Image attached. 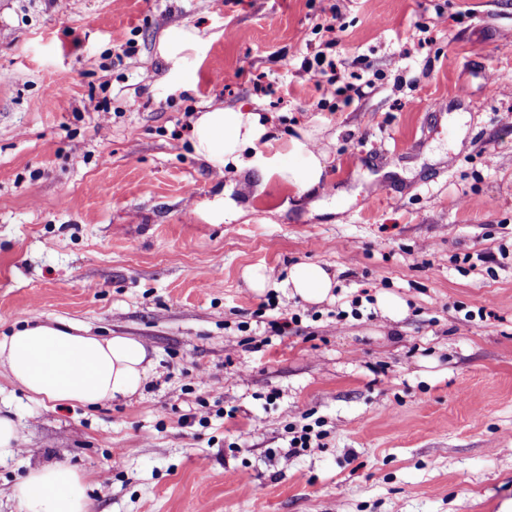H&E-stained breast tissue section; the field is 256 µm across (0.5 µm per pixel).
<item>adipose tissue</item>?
<instances>
[{
	"instance_id": "ef3b65f1",
	"label": "adipose tissue",
	"mask_w": 512,
	"mask_h": 512,
	"mask_svg": "<svg viewBox=\"0 0 512 512\" xmlns=\"http://www.w3.org/2000/svg\"><path fill=\"white\" fill-rule=\"evenodd\" d=\"M269 129L259 114L210 107L192 126L195 153L214 169L239 163L245 147L255 145ZM291 151L301 159L288 178L306 189L319 184L324 153L295 139ZM334 273L316 263L289 267L279 286L310 303L331 299ZM151 361L146 347L128 336L100 338L87 329L56 321L27 324L0 336V368L31 395L53 403L102 404L129 397L141 389ZM84 474L64 463L28 468L12 489L20 512H88L82 492Z\"/></svg>"
}]
</instances>
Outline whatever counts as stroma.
<instances>
[{"instance_id":"obj_1","label":"stroma","mask_w":512,"mask_h":512,"mask_svg":"<svg viewBox=\"0 0 512 512\" xmlns=\"http://www.w3.org/2000/svg\"><path fill=\"white\" fill-rule=\"evenodd\" d=\"M182 27L202 41L174 73L157 45ZM321 50L370 88L322 98L301 67ZM1 72L0 335L62 319L152 363L97 406L0 373L21 448L0 512L53 462L90 512H512V0H0ZM208 104L268 141L213 170ZM305 135L327 156L306 190ZM299 262L335 272L332 300L277 288ZM279 315L298 323L267 336ZM307 420L321 447L290 452ZM291 152L300 157L301 164L288 172V180L302 189L319 184L326 166V154L315 152L308 144L297 138L291 141Z\"/></svg>"}]
</instances>
